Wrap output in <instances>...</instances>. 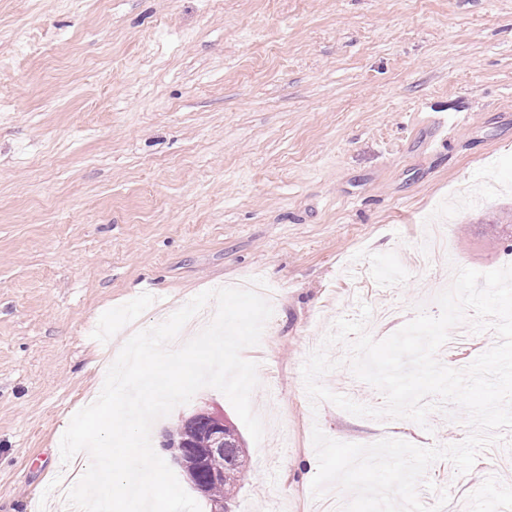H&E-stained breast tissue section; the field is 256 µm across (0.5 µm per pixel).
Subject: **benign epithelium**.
<instances>
[{"mask_svg":"<svg viewBox=\"0 0 512 512\" xmlns=\"http://www.w3.org/2000/svg\"><path fill=\"white\" fill-rule=\"evenodd\" d=\"M185 426H198L203 433L205 442L201 447L187 446L179 452L174 461L190 482L193 489L200 495L208 494L210 483L224 481V472L207 471L208 459L230 447L224 431V412L201 409L182 419Z\"/></svg>","mask_w":512,"mask_h":512,"instance_id":"1","label":"benign epithelium"}]
</instances>
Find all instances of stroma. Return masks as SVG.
Here are the masks:
<instances>
[{"label":"stroma","instance_id":"stroma-1","mask_svg":"<svg viewBox=\"0 0 512 512\" xmlns=\"http://www.w3.org/2000/svg\"><path fill=\"white\" fill-rule=\"evenodd\" d=\"M450 120L430 150L433 115ZM512 214V0H0V512H53L60 440L126 323H161L244 277L278 293L231 512H322L312 430L350 443L455 444L460 420L311 405L302 366L334 322L393 309L399 330L455 268L512 264L487 224ZM497 342L437 357L463 369ZM321 378L371 406L341 360ZM238 415L213 388L156 421ZM418 496L512 512V431Z\"/></svg>","mask_w":512,"mask_h":512}]
</instances>
